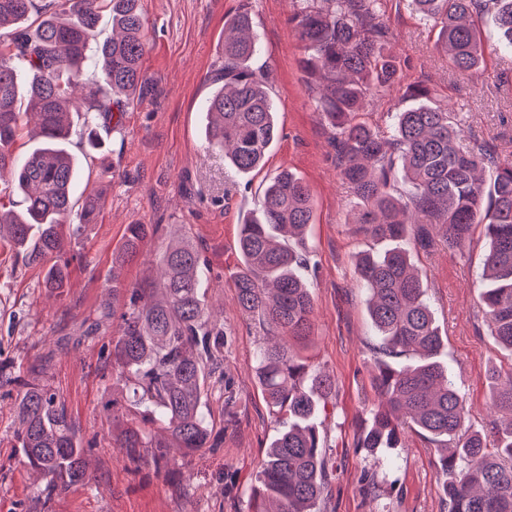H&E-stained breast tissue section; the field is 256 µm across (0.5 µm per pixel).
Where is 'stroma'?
<instances>
[{
    "mask_svg": "<svg viewBox=\"0 0 512 512\" xmlns=\"http://www.w3.org/2000/svg\"><path fill=\"white\" fill-rule=\"evenodd\" d=\"M380 7L387 47L404 74L429 89L432 104L454 113L465 139L512 159V55L499 51L492 15L479 21L487 48L484 66L461 75L436 49L437 27L416 14L409 0H382ZM142 8L150 93L120 121L99 119L101 145L94 156L84 154L78 136L70 138L80 188L103 190L106 204L96 223L67 240L84 259L73 262L63 296L52 298L45 290L47 264H25L0 248V361L22 373L41 355L52 354L48 381L82 434L98 442L100 461L90 487L56 499L51 512H248L251 475L277 421L254 376L264 331L236 301L237 238L267 183L285 169L306 183L314 205L304 239L315 268L313 334L300 350L336 378L335 404L326 421L338 466L331 504L336 512H448L435 451L410 431L393 449L392 465L377 475L380 498L359 491L364 463L354 433L375 393L373 329L354 257L380 245L348 222L354 202L307 90L304 51L289 22L291 0H143ZM244 9L254 17L261 46L255 64L269 73L279 137L261 169L239 174L223 152L209 148L202 105L210 76L224 61V21ZM131 224H156L161 236L179 232L196 243L208 297L223 312L228 339L224 374L213 377L209 394L211 418L224 429L223 449L192 458L173 452L172 473L165 479L130 474L123 454L112 446V428L102 411L110 393L100 349L118 335L125 309L124 296L112 293V254ZM487 248L477 228L462 250L439 244L410 251L443 336L448 374L467 401L472 429L481 431L490 420L508 419L492 403L489 370H512V357L498 348L482 319L479 275ZM15 399L14 386H0V512H20L25 505L40 512L15 446ZM230 412L236 423L227 427L223 421Z\"/></svg>",
    "mask_w": 512,
    "mask_h": 512,
    "instance_id": "obj_1",
    "label": "stroma"
}]
</instances>
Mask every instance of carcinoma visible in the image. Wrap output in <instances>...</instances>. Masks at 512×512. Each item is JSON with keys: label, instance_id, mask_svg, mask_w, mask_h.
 <instances>
[{"label": "carcinoma", "instance_id": "obj_1", "mask_svg": "<svg viewBox=\"0 0 512 512\" xmlns=\"http://www.w3.org/2000/svg\"><path fill=\"white\" fill-rule=\"evenodd\" d=\"M142 0H0V195L21 192L24 210H0V244L30 263L53 260L45 275L51 295L64 293L78 255L66 249L65 224L77 234L95 221L105 194L85 190L72 203L78 176L67 150L75 91L85 100L89 148L100 145L96 117L124 112L143 94L148 50ZM438 27L436 48L450 67L467 73L485 59L474 18L495 14L503 44L512 52V0H411ZM380 0H299L290 23L302 43L307 87L329 131L343 183L355 199V232L392 246L355 256L356 279L367 290V309L379 344L373 385L379 398L360 427L354 447L374 464L410 430L438 455L448 512H512V371H495L494 405L508 412L491 434L468 425L466 401L440 359L443 340L422 274L406 239L426 250L440 241L462 248L477 226L489 241L484 259L482 317L512 357V160L464 143L454 113L425 103L428 89L405 81L385 48ZM112 17V36L97 38L100 13ZM259 40L242 11L224 22V63L205 101V136L239 172L261 167L278 137L268 73L253 66ZM94 64L95 83L83 82ZM416 105L391 113L388 130L368 120L369 107L395 84ZM29 136L39 145L16 164L13 146ZM407 186L406 194L398 185ZM313 221L307 185L289 170L277 174L258 201L256 215L239 225L241 269L234 276L240 310L266 328L255 377L282 428L258 462L248 512H333L334 461L321 414L335 394L331 375L295 352L289 339L312 334L314 298L307 255L292 247ZM157 224H130L112 255V294L123 292L119 335L102 345L103 370L121 395L103 410L112 422L113 447L131 473L169 475L171 450L185 457L217 453L224 432L209 421L208 380L224 375V322L208 305L204 263L181 235L160 245L159 271L126 284L124 267L157 236ZM409 357L413 362L400 361ZM52 356L27 374L8 377L18 388L16 447L35 477L36 500L87 485L96 442L72 420L65 400L44 371ZM361 490L380 494L376 472L363 470Z\"/></svg>", "mask_w": 512, "mask_h": 512}]
</instances>
